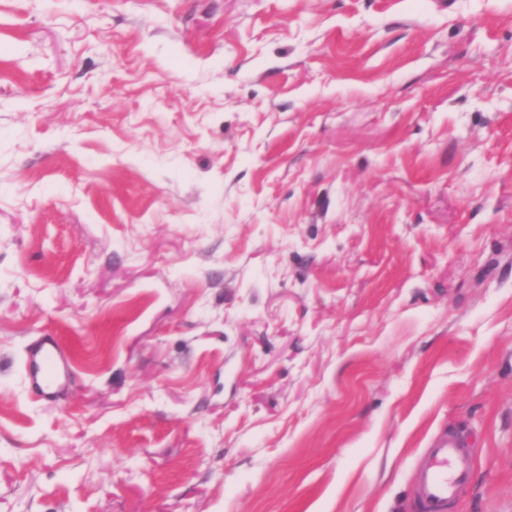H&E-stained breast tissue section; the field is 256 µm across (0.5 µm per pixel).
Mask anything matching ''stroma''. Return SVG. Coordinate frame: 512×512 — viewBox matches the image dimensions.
Here are the masks:
<instances>
[{"mask_svg":"<svg viewBox=\"0 0 512 512\" xmlns=\"http://www.w3.org/2000/svg\"><path fill=\"white\" fill-rule=\"evenodd\" d=\"M449 428L512 512V0H0V512H418ZM26 375L30 387L47 401L56 400L67 388L69 360L55 337L48 336L28 353Z\"/></svg>","mask_w":512,"mask_h":512,"instance_id":"stroma-1","label":"stroma"}]
</instances>
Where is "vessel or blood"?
Listing matches in <instances>:
<instances>
[{
  "instance_id": "vessel-or-blood-1",
  "label": "vessel or blood",
  "mask_w": 512,
  "mask_h": 512,
  "mask_svg": "<svg viewBox=\"0 0 512 512\" xmlns=\"http://www.w3.org/2000/svg\"><path fill=\"white\" fill-rule=\"evenodd\" d=\"M30 387L53 401L67 388L69 360L55 337H47L26 359ZM473 458L464 441L453 432L428 448L415 474L420 512H453L469 486Z\"/></svg>"
}]
</instances>
